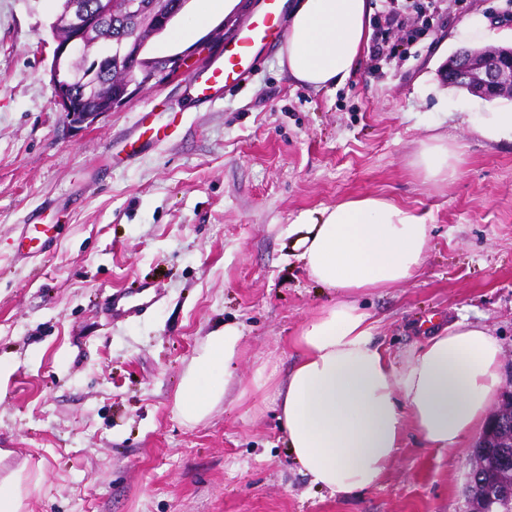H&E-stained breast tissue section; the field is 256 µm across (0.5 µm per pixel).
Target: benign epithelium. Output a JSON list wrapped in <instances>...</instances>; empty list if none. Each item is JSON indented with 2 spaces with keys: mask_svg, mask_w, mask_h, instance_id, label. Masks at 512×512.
I'll use <instances>...</instances> for the list:
<instances>
[{
  "mask_svg": "<svg viewBox=\"0 0 512 512\" xmlns=\"http://www.w3.org/2000/svg\"><path fill=\"white\" fill-rule=\"evenodd\" d=\"M126 11L140 23H148L156 31L167 28L172 19L164 0H130ZM59 23L69 29L66 39L54 38L51 80L56 89V102L74 127L90 126L99 115L114 112L126 105L139 91L150 84H160L183 75L199 65L212 53L217 42L212 33L201 38L180 53L155 59L141 57L142 47L126 40L123 54L102 51L95 59L92 70L85 66L86 37L92 30L112 23L110 0H69L65 15ZM133 65L126 70L122 91L112 96L99 82V76L110 75L113 66L127 58ZM512 45L476 50H460L449 57L447 71L455 73L457 80L472 94L487 101L498 95L512 93Z\"/></svg>",
  "mask_w": 512,
  "mask_h": 512,
  "instance_id": "1",
  "label": "benign epithelium"
}]
</instances>
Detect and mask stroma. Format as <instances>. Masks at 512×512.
Wrapping results in <instances>:
<instances>
[{
	"instance_id": "obj_1",
	"label": "stroma",
	"mask_w": 512,
	"mask_h": 512,
	"mask_svg": "<svg viewBox=\"0 0 512 512\" xmlns=\"http://www.w3.org/2000/svg\"><path fill=\"white\" fill-rule=\"evenodd\" d=\"M60 5L0 0V480H21L23 512H467L471 446L434 450L411 431L381 485L311 486L252 376L269 358L287 375L294 337L336 299L289 259L285 228L371 194L430 226L418 276L356 297L376 342L399 365L451 321L484 325L512 388V141L477 130L512 99L442 73L471 13L512 44V0H441L430 36L396 58L363 52L327 90L293 80L274 52L223 100L199 101L180 76L87 128L55 103ZM142 110L182 118L127 164ZM437 139L456 173L434 182L415 160ZM32 221L56 238L19 253ZM141 282L159 302L107 317L112 293ZM226 323L243 334L226 400L184 424L182 374Z\"/></svg>"
}]
</instances>
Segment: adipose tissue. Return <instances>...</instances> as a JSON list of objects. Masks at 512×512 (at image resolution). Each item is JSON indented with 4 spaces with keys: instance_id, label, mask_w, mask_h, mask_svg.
<instances>
[{
    "instance_id": "ef3b65f1",
    "label": "adipose tissue",
    "mask_w": 512,
    "mask_h": 512,
    "mask_svg": "<svg viewBox=\"0 0 512 512\" xmlns=\"http://www.w3.org/2000/svg\"><path fill=\"white\" fill-rule=\"evenodd\" d=\"M370 14L369 0H294L280 49L292 78L317 89L344 81L368 45ZM428 236L421 216L377 195L304 213L285 230L292 257L342 298L304 325L286 378L262 365L253 385L271 391L289 452L331 494L380 484L406 428L426 447H462L496 399L501 346L489 328L454 321L398 367L375 344L371 314L352 299L417 274ZM241 339L228 323L207 336L181 378L175 412L184 423L224 400Z\"/></svg>"
}]
</instances>
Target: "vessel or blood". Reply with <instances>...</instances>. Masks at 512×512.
Segmentation results:
<instances>
[{
	"label": "vessel or blood",
	"mask_w": 512,
	"mask_h": 512,
	"mask_svg": "<svg viewBox=\"0 0 512 512\" xmlns=\"http://www.w3.org/2000/svg\"><path fill=\"white\" fill-rule=\"evenodd\" d=\"M286 5L284 0H261L256 13L237 24L222 51L205 60L190 74L202 100L215 102L225 89L248 82L262 59V52L283 36L281 26ZM22 245L49 248L54 240L47 225L26 224L21 231ZM158 300L150 285H140L131 293H116L107 304L108 314L115 319H128L145 313Z\"/></svg>",
	"instance_id": "b4317fda"
}]
</instances>
